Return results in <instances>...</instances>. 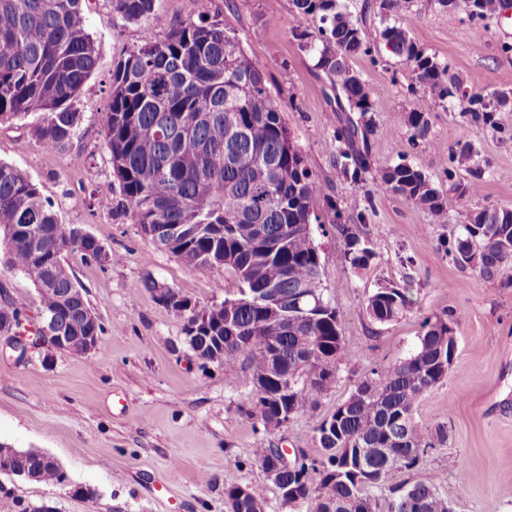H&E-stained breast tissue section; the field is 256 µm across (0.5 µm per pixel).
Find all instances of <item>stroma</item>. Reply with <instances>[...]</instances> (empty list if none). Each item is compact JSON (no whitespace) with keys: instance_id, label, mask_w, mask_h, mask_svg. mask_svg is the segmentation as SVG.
Returning a JSON list of instances; mask_svg holds the SVG:
<instances>
[{"instance_id":"1","label":"stroma","mask_w":512,"mask_h":512,"mask_svg":"<svg viewBox=\"0 0 512 512\" xmlns=\"http://www.w3.org/2000/svg\"><path fill=\"white\" fill-rule=\"evenodd\" d=\"M154 10L157 23L129 22L112 0H87L84 24L98 60L76 103L82 123L69 145L42 152L33 133L39 113L0 122V161L27 171L60 223L79 225L121 257L101 267L80 253L65 255L104 327L100 351L20 360L0 338V443L44 451L68 477L44 484L0 474V512H19L27 502H45L57 512H227L224 485L231 481L265 487L267 512H282L275 488L253 461L265 437L239 411L250 388L225 381L223 367L199 361L185 340L183 316L141 286L149 277L206 306L223 301L236 281L156 249L132 218L102 205L120 198L103 145L115 64L170 26L214 14L265 63L288 128L323 186L311 204L320 217L312 231L322 286L343 314L349 355L327 391L313 396L312 414L329 417L372 367L408 357L424 317L452 312L458 320L454 365L415 413L425 430L448 423V443L387 482L441 473L458 485L456 512H512V269L483 279L457 266L444 246L471 211L512 205V110L496 112L494 126H470L460 117L458 98L435 104L413 88L411 64L372 41L371 54L354 61L371 94L374 126L373 170L356 188L336 172V115L325 103L313 56L292 34L291 0H155ZM399 22L426 55L447 62L468 93L512 91V52L502 50L512 44V17L475 24L465 11L451 18L426 0H410ZM412 111L429 117L432 144H412ZM466 141L474 162H489L495 175L462 194L450 189L432 145L453 149ZM402 161L419 167L443 193V220L381 187L379 169ZM354 201L367 210L364 230L374 251L362 268L340 260L343 239L326 219L330 204L346 208ZM386 283L410 286L414 303L380 324L369 317L366 300ZM265 439L276 448L320 454L303 416ZM452 460L458 472H449ZM81 486L94 489V497L76 495Z\"/></svg>"}]
</instances>
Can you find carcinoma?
I'll list each match as a JSON object with an SVG mask.
<instances>
[{"instance_id": "cac0c4a2", "label": "carcinoma", "mask_w": 512, "mask_h": 512, "mask_svg": "<svg viewBox=\"0 0 512 512\" xmlns=\"http://www.w3.org/2000/svg\"><path fill=\"white\" fill-rule=\"evenodd\" d=\"M85 0H0V122L30 112L42 114L34 134L43 149L65 147L82 113L75 101L96 64L97 51L82 17ZM130 22L153 21L154 0H113ZM298 25L292 32L312 53L322 73L330 111L336 113V171L353 185L370 172L369 137L373 105L352 60L367 55V17L353 15L342 0H291ZM407 0H379V38L390 52L411 63L414 85L443 102L459 86L448 64L419 50L397 17ZM468 19L478 23L512 8V0H477ZM318 23L319 43L301 29ZM512 106V94L494 91L466 97L462 113L470 125H495L494 113ZM413 141L433 143L423 112H411ZM104 146L118 182L117 207L136 224H181V245L167 248L193 268L224 264L238 282L224 297L232 309L219 311L217 325L197 329L191 348L218 357L224 378L264 395L240 408L264 433L283 428V412L297 418L311 396L336 379L348 355L340 309L325 297L319 255L312 236L311 202L322 193L307 157L294 142L281 103L267 87L266 66L247 54L236 30L219 16L204 15L169 27L161 38L137 46L112 72L111 103ZM446 164L470 159L472 145L449 153L434 143ZM385 191L426 208L436 217L446 207L443 194L410 163L381 171ZM332 223L343 237L339 258L353 268L374 256L367 238L342 223L336 206ZM71 245L92 262L99 245L59 223L27 172L0 162V265L21 272L37 289L39 309L54 311L73 343L69 354H85L81 337L103 334L83 286L61 257ZM479 251L477 273L493 279L512 267V210L484 207L449 242L447 253ZM310 284L315 295L297 308L289 303L297 288ZM271 285L278 299L252 301V291ZM412 304L408 290L381 284L368 298L369 317L380 324L397 319ZM455 315L427 317L414 352L379 366L336 407L333 423L312 425L321 455L302 456L290 469L278 449L260 442L254 461L276 488L285 512H377L368 489L382 488L393 472L413 470L428 450L448 441V423L424 431L415 421L420 399L446 376L457 349L448 325ZM11 469L29 471L36 481L63 484L65 472L38 450L14 451ZM319 481H313V476ZM387 487V486H385ZM389 512H448L456 491L447 478L408 480L387 487ZM228 512H267L261 486L224 485Z\"/></svg>"}]
</instances>
